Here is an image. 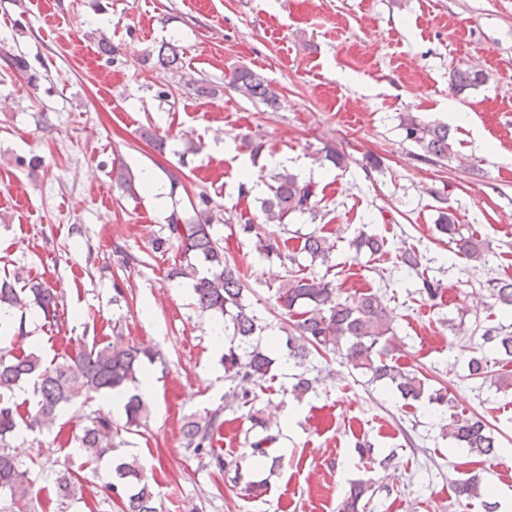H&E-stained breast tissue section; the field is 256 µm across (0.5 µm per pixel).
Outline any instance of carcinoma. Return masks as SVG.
<instances>
[{
	"label": "carcinoma",
	"mask_w": 512,
	"mask_h": 512,
	"mask_svg": "<svg viewBox=\"0 0 512 512\" xmlns=\"http://www.w3.org/2000/svg\"><path fill=\"white\" fill-rule=\"evenodd\" d=\"M148 59L164 69L177 71L182 68L179 46L163 42L148 54ZM5 66L28 75L36 81L27 58L19 53H3ZM452 84L463 92L484 83L483 73L476 70L457 69L451 76ZM230 85L243 96L266 105H277L278 97L262 78L247 70L232 75ZM404 139L413 143L422 157L433 162H450L458 155L452 129L442 123H427L411 114L400 118ZM271 194L261 201V212L267 222H282L292 213H313L315 185L302 184L297 175L283 171L274 176ZM231 223L223 217L221 209L213 205L210 195L200 192L188 204L174 203L166 220V235L157 241V248L174 244L181 252L183 263L174 268V277L192 280L196 306L202 313L221 316L233 328L229 345L224 347V373L234 382L230 403L245 406L253 403L256 395L252 385L265 377L274 363L268 350L261 346L257 337L266 329L257 315L244 302L245 283L238 266L224 255V247L213 237L211 227L215 223ZM437 231L448 237V245L456 255L472 263L486 260L487 243L465 225L457 223L455 215L441 212ZM236 231L244 237L255 239L256 250L267 257H281L278 241L263 237L258 225L247 222L236 225ZM356 253L377 255L383 241L375 235L361 233L351 242ZM335 250V241L314 231L306 235L300 252L310 262L327 263ZM26 291L32 304L44 316H56L59 295L53 288L33 282ZM13 282L0 280V308L14 312L24 311L27 301L21 297ZM494 304L512 313V280H499L491 288ZM277 305L282 314L290 318L292 330L285 342L284 357L297 367H303L311 356L333 354L343 359L352 369L369 376V382L390 385L404 400L426 401L448 411V423L444 432L457 448L482 464L499 455L501 444L480 417L460 418L454 411L453 400L444 389L431 388L426 379L398 363L392 348L390 311L380 297L373 292H356L345 298L341 289L326 276H299L291 271L287 282L277 290ZM487 340L493 342L492 352L512 357V332L503 328L484 331ZM150 351L120 341H92L81 345L74 354H59L50 362L31 351L22 356L0 352V492L9 494V512H31L34 498L33 480L29 470L8 449V439L20 431L53 429L61 408L79 400L87 401L96 395L113 391L126 392L124 404L126 422L123 431L141 425L147 415L142 397L130 392L129 386L139 381L145 362L152 361ZM467 377L490 382L497 389L512 388V378L494 376L483 353L471 356L466 362ZM320 377L308 378L305 374L294 375L289 394L300 399L314 389ZM30 389L33 406L22 415L7 399L15 390ZM224 425L221 410L206 413L195 420L184 421L181 432L186 447L195 451L211 447L215 433ZM112 420L95 415L88 418L82 434L75 437L80 453L88 459H98L114 449L112 437L118 433ZM76 482L69 473L56 478V501L66 504L75 495ZM372 485L360 481L350 487L339 512H366L371 501ZM107 495H116L122 501L121 512H157L154 491L147 476L134 457L122 456L112 463V482L106 486ZM456 493L468 498L481 495V484L472 476L456 485Z\"/></svg>",
	"instance_id": "obj_1"
}]
</instances>
